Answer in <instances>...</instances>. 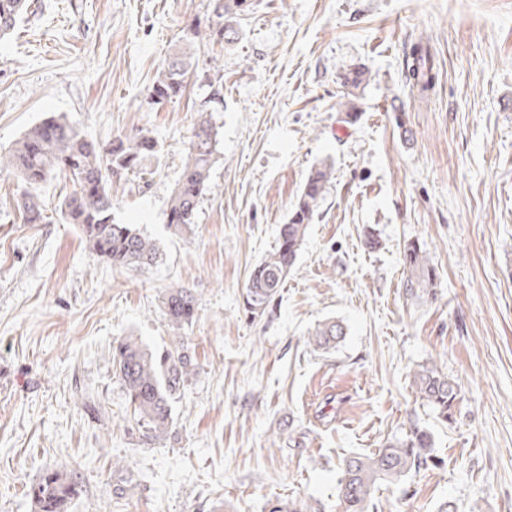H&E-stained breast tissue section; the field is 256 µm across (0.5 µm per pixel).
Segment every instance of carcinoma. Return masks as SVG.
<instances>
[{"instance_id":"cac0c4a2","label":"carcinoma","mask_w":512,"mask_h":512,"mask_svg":"<svg viewBox=\"0 0 512 512\" xmlns=\"http://www.w3.org/2000/svg\"><path fill=\"white\" fill-rule=\"evenodd\" d=\"M207 24L196 25L184 35L170 61L149 89V102L155 105L182 95L191 65L193 50L209 41L231 44L238 39V19L248 0H209ZM27 0H0V40L14 30ZM409 76L412 87L424 93L433 88L436 74L428 48L417 44L412 52ZM193 132L182 175L169 199L167 229L177 237L192 232L198 204L209 189L210 170L216 154L215 133L202 108ZM160 149L149 132L118 135L100 145L90 141L63 118H50L29 130L7 154H0V171L11 170L24 185L22 207L25 221L38 224L42 212L39 188L57 172L69 174L73 191L58 205L60 218L78 225L96 257L114 267L141 270L153 266L159 257L156 245L130 224L112 219L113 193L126 188L129 176L149 171ZM332 168L314 167L293 204L288 222L281 225L277 247L257 263L245 284L244 307L251 316L265 314L295 266L308 226L323 198L325 185L332 179ZM402 262L406 270L404 288L411 297L433 290L437 280L435 267L426 250L416 241L404 245ZM161 307L169 322L182 326L192 322L196 299L188 288H169L162 295ZM345 333L340 323L324 322L311 334L314 344L330 350ZM112 364L123 381L130 404L153 438L172 425L170 402L190 373L191 360L182 345L175 343L161 352L153 351L133 337L112 347ZM413 385L439 417L453 419L459 399L458 384L431 366L413 373ZM435 462L427 432L416 430L405 439L390 442L372 456H353L345 460L339 497L345 512H367L372 490L379 480H399ZM79 477L74 472L54 469L31 487L36 512H66L79 494Z\"/></svg>"}]
</instances>
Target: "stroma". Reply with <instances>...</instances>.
Returning <instances> with one entry per match:
<instances>
[{"label":"stroma","mask_w":512,"mask_h":512,"mask_svg":"<svg viewBox=\"0 0 512 512\" xmlns=\"http://www.w3.org/2000/svg\"><path fill=\"white\" fill-rule=\"evenodd\" d=\"M28 2L0 41V153L52 117L103 144L148 130L160 162L112 218L160 258L129 271L91 254L59 219L60 173L40 191L45 221L23 223L22 185L0 174V512H35L30 487L62 467L82 485L67 512H343L345 457L423 428L436 465L378 481L369 512H512V0H254L235 44L201 46L183 96L157 107L148 91L209 0ZM421 41L437 72L425 104L407 70ZM216 61V161L180 239L167 203ZM350 67L366 72L352 125ZM319 163L333 178L296 265L249 318L248 275ZM414 239L438 276L420 299L403 288ZM173 286L198 304L180 327L160 309ZM328 320L346 335L324 353L308 336ZM127 336L183 341L192 361L154 440L112 366ZM426 364L461 387L453 423L412 385Z\"/></svg>","instance_id":"35a3bbf8"}]
</instances>
